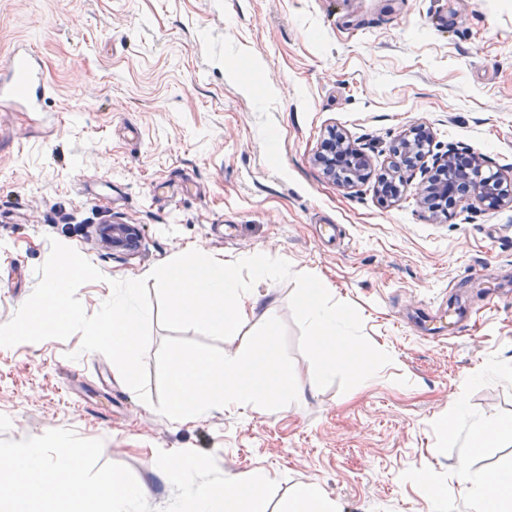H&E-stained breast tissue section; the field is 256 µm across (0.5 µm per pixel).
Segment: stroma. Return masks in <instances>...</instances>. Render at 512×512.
<instances>
[{
	"label": "stroma",
	"mask_w": 512,
	"mask_h": 512,
	"mask_svg": "<svg viewBox=\"0 0 512 512\" xmlns=\"http://www.w3.org/2000/svg\"><path fill=\"white\" fill-rule=\"evenodd\" d=\"M53 93L40 111L0 103V324L33 292L52 241L104 275L81 286L87 314L112 278L143 279L192 249L232 262L281 258L327 280L393 361L341 392L317 388L290 298L292 281L257 282L258 303L229 353L281 319L296 402L211 412L179 424L142 402L80 335L0 348V439L70 429L103 442L160 512L173 498L158 451L213 454L226 476L277 480L267 512L303 485L337 512H472L458 474L512 466V446L472 447L474 425L512 421V208L456 209L429 222L423 167L395 199L375 186L389 149L412 125L480 154L484 173L512 177V0H0V64L21 48ZM257 63V92L232 69ZM372 158L351 188L315 161L329 131ZM277 132L269 147V132ZM143 227L132 256L101 248L94 225ZM432 310L442 332L413 322ZM469 421L447 432L457 398Z\"/></svg>",
	"instance_id": "obj_1"
}]
</instances>
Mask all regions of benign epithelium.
<instances>
[{
	"instance_id": "7a95c632",
	"label": "benign epithelium",
	"mask_w": 512,
	"mask_h": 512,
	"mask_svg": "<svg viewBox=\"0 0 512 512\" xmlns=\"http://www.w3.org/2000/svg\"><path fill=\"white\" fill-rule=\"evenodd\" d=\"M432 139V131L424 123L412 127L410 133L401 136L392 146V170L388 181L396 184L400 173L415 168L426 156L424 148ZM327 177L341 185H351L367 179L372 166L370 157L345 137L331 138V147L316 157ZM483 169V158L448 147V151L432 157L433 172H442L447 178L441 182L429 177L423 182L418 197L419 205L431 221L439 218L438 209L429 207L428 198L434 193H444L455 199V204L471 207L474 204L491 208L512 207V189L502 181L481 180L478 172ZM96 239L100 247L125 255L137 253L143 242V229L139 224L113 220L96 227Z\"/></svg>"
}]
</instances>
